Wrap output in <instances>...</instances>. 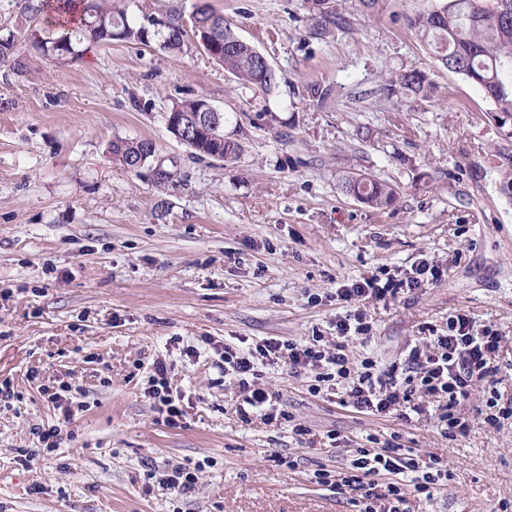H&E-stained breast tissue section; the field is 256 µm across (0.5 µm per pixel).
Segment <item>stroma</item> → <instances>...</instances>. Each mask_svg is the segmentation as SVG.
<instances>
[{
    "mask_svg": "<svg viewBox=\"0 0 512 512\" xmlns=\"http://www.w3.org/2000/svg\"><path fill=\"white\" fill-rule=\"evenodd\" d=\"M208 3L267 58L271 92L241 84L192 35L176 55L115 42L56 66L24 42L22 74L0 63V381L17 392L0 406V512H356L354 492L314 478L348 462L330 430L396 432L447 460V486L410 512H512L511 422L451 441L436 416L365 418L263 366L260 385L311 430L300 444L287 426L238 420L216 352L316 328L334 340L337 282L423 255L447 275L367 303L373 333L349 355L402 360L463 310L503 336L512 392V132L409 27L438 0H344L345 25L325 29L308 0ZM413 68L435 93L411 105L384 75ZM314 84L332 96L312 98ZM198 95L242 142L236 161L195 156L168 131L169 108ZM118 138L152 140L155 154L124 169L108 155ZM352 172L397 185L396 203L347 195ZM158 357L184 397L179 428L143 395ZM66 383L85 408L49 453L37 431L57 413L43 390ZM207 457L186 499L148 483L165 462Z\"/></svg>",
    "mask_w": 512,
    "mask_h": 512,
    "instance_id": "35a3bbf8",
    "label": "stroma"
}]
</instances>
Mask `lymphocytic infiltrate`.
Listing matches in <instances>:
<instances>
[{"instance_id":"1","label":"lymphocytic infiltrate","mask_w":512,"mask_h":512,"mask_svg":"<svg viewBox=\"0 0 512 512\" xmlns=\"http://www.w3.org/2000/svg\"><path fill=\"white\" fill-rule=\"evenodd\" d=\"M443 274L441 266L422 257L400 275L373 274L340 282L334 296L345 311L336 317V344L331 349L318 330L302 342L269 338L248 349L224 345L220 353L224 372L236 379L239 388L234 403L238 419L245 424L256 417L270 424L284 421L300 439L310 433L280 408L278 394L258 387L262 362H279L294 374H308L312 396L335 395L341 407L366 417L386 416L405 403L421 414L424 400H432L441 433L451 440L466 436L472 419L493 429L512 419V394L498 387L497 358L503 338L494 326L476 324L467 314L449 316L445 329L434 332L425 346L411 347L399 363L383 366L374 355L355 360L347 352L352 337H366L373 330L365 302L397 298L440 280ZM152 367L143 394L168 426H179L183 397L171 388L165 360H154ZM479 387L484 395L475 416L462 415L461 405ZM447 478L448 464L442 457L404 447L394 433L386 438L366 435L353 449L348 465L315 475L319 484L358 492L359 512H409L410 498L432 497Z\"/></svg>"}]
</instances>
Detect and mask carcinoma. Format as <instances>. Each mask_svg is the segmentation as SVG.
Masks as SVG:
<instances>
[{"label": "carcinoma", "mask_w": 512, "mask_h": 512, "mask_svg": "<svg viewBox=\"0 0 512 512\" xmlns=\"http://www.w3.org/2000/svg\"><path fill=\"white\" fill-rule=\"evenodd\" d=\"M321 25L341 19V5L335 0H311ZM17 23L0 22V62H9L14 71L26 68L18 54L21 42L33 36L32 47L55 65L79 60L94 47L109 46L114 41L148 45L150 26L134 22L126 11H114L112 0H19ZM201 16L212 20V38L221 56L216 62L241 83L268 92L274 85V73L261 75L258 51L224 25V17L211 7ZM437 61L476 84L492 102L495 111L512 114V0H442L432 10L408 19ZM164 28L160 46L180 53L186 36L184 15L171 11L159 21ZM434 84L426 72L408 69L394 72L386 90L398 92L409 103L429 99ZM206 98L197 97L173 104L167 114L203 111ZM153 145L147 139L112 141L113 160L131 168L132 158ZM192 153L221 161L237 159L242 146L233 139L202 138L189 145ZM346 192L374 208H387L398 198L397 188L368 173H356L345 181Z\"/></svg>", "instance_id": "obj_1"}]
</instances>
